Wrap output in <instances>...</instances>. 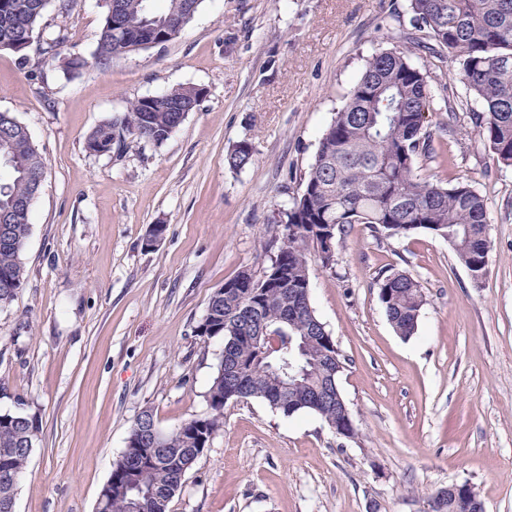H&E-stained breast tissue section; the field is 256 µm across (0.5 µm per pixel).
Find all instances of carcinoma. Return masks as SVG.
<instances>
[{
  "mask_svg": "<svg viewBox=\"0 0 512 512\" xmlns=\"http://www.w3.org/2000/svg\"><path fill=\"white\" fill-rule=\"evenodd\" d=\"M51 0H0V38L23 27L32 37L41 60L71 75L86 67L85 58L66 55L69 40L63 24L43 23ZM153 0H119L105 6L102 28L109 27L112 9L121 13L126 28L150 36L166 35L165 19L191 3L190 22L203 0H164L161 11ZM408 11L424 33V40L411 37L435 57L449 64L452 77L465 87L479 109L464 110L449 100L435 107L429 89V71L417 66L408 47L382 50L365 60L345 105L321 135L314 161L303 180V189L288 209L266 228L269 262L282 271L283 284L259 288L249 299L246 289L231 288L212 293L210 317L218 325L216 337L224 338L222 355H233L244 366L246 393L224 382V359H219L207 392L210 413L163 431L169 454L147 469L139 479L150 494L147 512H169V504L182 487L188 469L182 450L196 447L224 427V405L238 399H258L286 417L301 412L318 415L336 435H358L353 418L343 414L336 401H316L319 383L315 363L306 361L307 372L299 383L290 384L288 395L277 393L272 369L298 357L303 336L324 335L325 325L311 306V256L324 251L322 230L332 225L336 234L351 224H368L388 236H403L416 230L435 231L448 238L458 261L475 278L487 270L489 240L485 235L488 208L485 197L467 181L443 183L422 173L419 162L439 157L435 132L426 113L448 112V129L461 124L459 112L469 114L474 132L502 167H512V0H407ZM121 54L116 41L99 37L93 57L106 65ZM205 90L196 85L174 86L162 94L137 98L126 111L94 127L86 149L112 151L133 138L161 144L180 127L175 106L197 101ZM0 161L11 169L12 179L0 182V211L28 201L35 186L27 173L46 172L47 161L27 127L7 112H0ZM233 171L254 163V151L246 140L238 142L225 157ZM30 221L10 225L11 241L0 242V303L11 301L25 276L23 249ZM379 299L397 335L413 336L426 295L420 283L406 273L380 279ZM35 418L0 413V449L25 451L9 457L0 454V472L17 473L26 467L38 438ZM108 512H130L124 488H109Z\"/></svg>",
  "mask_w": 512,
  "mask_h": 512,
  "instance_id": "carcinoma-1",
  "label": "carcinoma"
}]
</instances>
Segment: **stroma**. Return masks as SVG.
<instances>
[{"label":"stroma","instance_id":"35a3bbf8","mask_svg":"<svg viewBox=\"0 0 512 512\" xmlns=\"http://www.w3.org/2000/svg\"><path fill=\"white\" fill-rule=\"evenodd\" d=\"M406 5L203 0L178 38L101 66L103 0H77L64 51L87 58L79 74L0 52V112L47 159L25 279L0 304V411L39 426L15 512H94L140 412L165 430L209 414L224 349L197 333L209 298L267 266V221L301 192L365 57L416 35ZM182 84L206 95L163 144L86 151L129 100ZM242 140L255 161L230 170ZM439 143L447 162L425 173L471 181L488 203L480 284L442 236L348 226L333 268L312 260L310 297L346 359L339 385L357 437L314 414L229 401L169 512H430L426 493L465 481L485 512H512V168L471 123ZM155 224L166 232L149 247ZM395 272L427 298L407 339L379 300V278Z\"/></svg>","mask_w":512,"mask_h":512}]
</instances>
